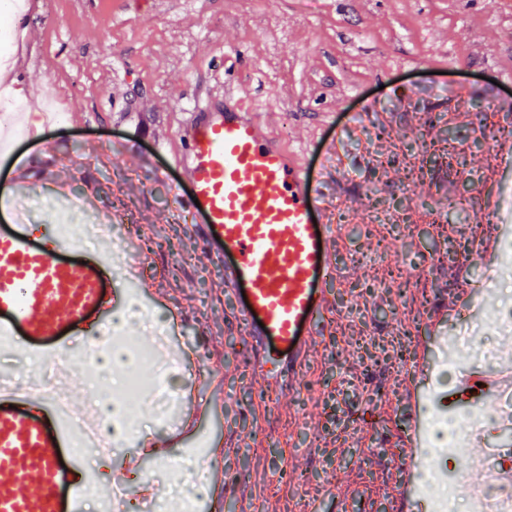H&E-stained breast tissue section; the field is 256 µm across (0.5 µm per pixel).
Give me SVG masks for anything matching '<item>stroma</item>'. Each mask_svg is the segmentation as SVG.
Masks as SVG:
<instances>
[{"label":"stroma","mask_w":512,"mask_h":512,"mask_svg":"<svg viewBox=\"0 0 512 512\" xmlns=\"http://www.w3.org/2000/svg\"><path fill=\"white\" fill-rule=\"evenodd\" d=\"M12 89L44 125L41 137L11 145L32 178L66 169L71 194L111 215L130 254L150 243L143 282L125 284L113 266L105 283L113 317L148 305L154 291L163 296L154 314H185L152 366L161 374L179 367L181 398L126 414L122 447L93 458L90 470L105 482L121 475L136 491L154 488L165 512L186 497L188 512H201L219 480L226 512L245 504L250 512H398L386 486L403 459L397 435L411 422L426 428L430 383L396 364L416 353L440 357L433 313L486 264L478 240L458 233L470 213L451 214L442 240L431 220L452 195L483 204L491 153L502 128H512V0H41L16 12L0 0V96ZM226 94L267 112L324 201L347 204L332 218L334 320L289 379L261 372L224 264L205 253L199 218L178 200L189 189L174 158L178 134L196 102ZM491 100L500 103L497 122L480 125ZM410 152L422 182L406 167ZM19 202L38 209L35 241L56 236L59 196ZM381 208L406 209L415 234L396 227L378 237L363 217ZM437 241L448 254L426 281L385 279L423 265ZM364 329L374 342L361 348L354 338ZM400 333L399 351L388 340ZM411 383L414 419L402 398ZM194 402L211 409L203 427L210 447L224 451L207 463L196 495L178 460H206L210 447L154 454ZM163 418L168 427H159ZM132 454L143 470H123ZM145 470L153 474L146 485Z\"/></svg>","instance_id":"35a3bbf8"}]
</instances>
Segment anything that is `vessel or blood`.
Segmentation results:
<instances>
[{
    "mask_svg": "<svg viewBox=\"0 0 512 512\" xmlns=\"http://www.w3.org/2000/svg\"><path fill=\"white\" fill-rule=\"evenodd\" d=\"M4 163L13 165L14 179L0 192V207L10 209L31 184L12 154L0 153ZM177 163L190 185L180 202L200 216L206 252L224 260V285L241 296L265 375L296 369L317 348L329 312L324 284L335 276L329 210L306 165L270 133L265 113L233 96L199 107ZM26 232L16 224L0 233V336L24 331L29 356L64 358L68 336L112 312L105 289L111 263L97 251L70 261L65 244L38 245ZM206 413L195 407L174 441L197 443ZM73 431L54 394L16 391L0 375V512H83L87 486L101 485L109 500L124 490L122 481L103 485L90 472L73 480L61 464ZM398 441L405 455L393 494L407 512L419 476L417 426Z\"/></svg>",
    "mask_w": 512,
    "mask_h": 512,
    "instance_id": "1",
    "label": "vessel or blood"
}]
</instances>
